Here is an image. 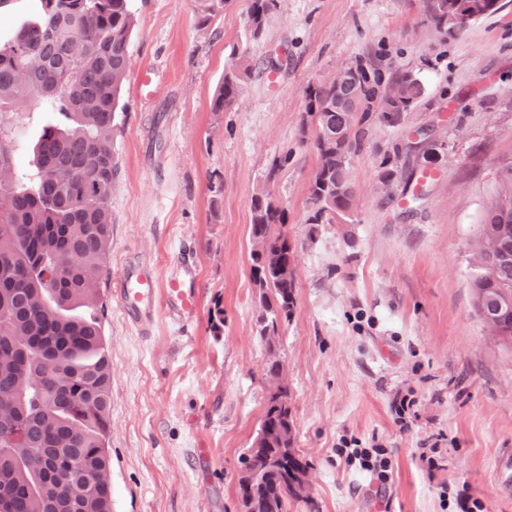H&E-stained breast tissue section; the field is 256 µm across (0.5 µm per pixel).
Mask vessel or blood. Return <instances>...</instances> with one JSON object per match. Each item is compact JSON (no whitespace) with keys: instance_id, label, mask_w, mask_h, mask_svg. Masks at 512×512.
Listing matches in <instances>:
<instances>
[{"instance_id":"b4317fda","label":"vessel or blood","mask_w":512,"mask_h":512,"mask_svg":"<svg viewBox=\"0 0 512 512\" xmlns=\"http://www.w3.org/2000/svg\"><path fill=\"white\" fill-rule=\"evenodd\" d=\"M116 293L127 320L135 325L143 324L160 307L183 313L196 308V292L185 276L175 277L162 288L152 272L139 265L126 268Z\"/></svg>"}]
</instances>
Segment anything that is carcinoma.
Listing matches in <instances>:
<instances>
[{
  "label": "carcinoma",
  "instance_id": "1",
  "mask_svg": "<svg viewBox=\"0 0 512 512\" xmlns=\"http://www.w3.org/2000/svg\"><path fill=\"white\" fill-rule=\"evenodd\" d=\"M431 0L429 21L448 33V9L461 16L455 32L472 21L479 2ZM228 0H199L200 22ZM38 21L0 45V114L41 101L51 120L43 127L32 161H17L14 141L0 130V512H112L106 437L112 365L102 325L86 313L97 306L98 284L107 270L112 182L116 165L112 130L126 80L133 14L129 0H40ZM275 0H251L253 36H258ZM355 79L319 83L309 93L310 122L333 132L352 130L347 140L315 137L318 164L308 190V224L342 220L355 189L352 155L362 146L359 100L376 103L378 120L394 127L423 90L408 72L388 86L371 84L362 65ZM247 70L224 71L213 110L238 100ZM286 210L267 195L252 199L254 283L262 313L259 335L278 342L290 320L296 284L279 279V262L295 251L276 226ZM479 230L497 246L472 257L473 301L493 304L499 291L512 295V164L497 174ZM52 341L62 355L47 368L36 340ZM296 444L292 414L272 406L267 395L258 432L244 456L247 469H262L271 455L291 465L251 489L259 512H288L296 499L292 472L309 466L288 449ZM78 461L89 482L79 499L55 491L35 494L31 484Z\"/></svg>",
  "mask_w": 512,
  "mask_h": 512
}]
</instances>
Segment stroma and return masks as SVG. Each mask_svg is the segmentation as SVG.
<instances>
[{
	"instance_id": "stroma-1",
	"label": "stroma",
	"mask_w": 512,
	"mask_h": 512,
	"mask_svg": "<svg viewBox=\"0 0 512 512\" xmlns=\"http://www.w3.org/2000/svg\"><path fill=\"white\" fill-rule=\"evenodd\" d=\"M424 4L276 0L255 37L250 0L204 24L197 0H132L97 305L112 363V512H239L241 458L267 394L250 258L261 192L285 208L281 230L295 249L279 349L319 512H462L476 499L485 512H512V349L473 308L468 250L490 185L512 161V0L453 36L435 31ZM234 63L251 69L244 92L213 111ZM356 63L383 85L412 73L423 95L396 126L365 121L344 223L311 226L309 89ZM48 119L37 102L0 119L20 159ZM429 124L426 164L405 143ZM389 169L391 187L379 191ZM184 261L195 310L131 324L114 292L126 265L152 268L163 287ZM404 396L415 404L399 424L391 405ZM344 438L392 449L388 484L338 459ZM434 445L431 471L419 455Z\"/></svg>"
}]
</instances>
